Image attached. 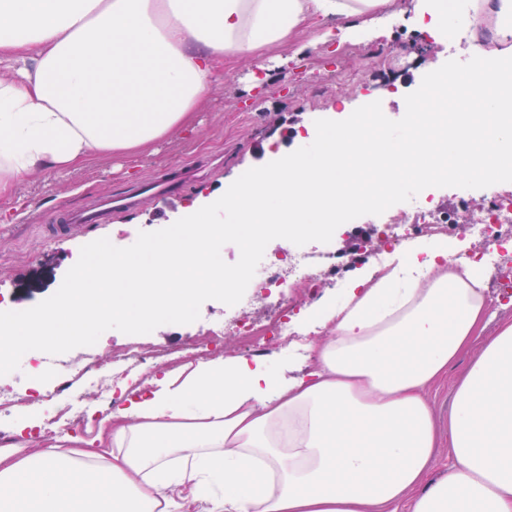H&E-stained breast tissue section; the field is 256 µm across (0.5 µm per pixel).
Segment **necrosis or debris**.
<instances>
[{"label": "necrosis or debris", "mask_w": 512, "mask_h": 512, "mask_svg": "<svg viewBox=\"0 0 512 512\" xmlns=\"http://www.w3.org/2000/svg\"><path fill=\"white\" fill-rule=\"evenodd\" d=\"M416 221L412 224L400 222L383 225L378 231L379 245H364L361 249L363 262L370 271L381 273L388 262L391 250L404 249L415 236H434L446 232L449 216L435 212L426 200H418ZM467 231L473 240L479 241L481 249L476 253V261L498 271L512 269V189L494 185L483 199V212L480 218L468 224ZM334 253L332 250L309 252L306 250H282L268 255L257 267L243 299L237 304L231 318L236 334L242 345L253 354L265 352L276 344L290 345L299 341L295 330L294 317L298 313L292 287L300 286L316 292L317 280L323 266ZM273 294L277 297V312L264 324L250 321L248 308L257 293ZM223 336L211 332L201 337L199 346L189 349L146 350L135 343L117 344L109 351L107 359H100L96 346H89L79 360H54L57 370L55 386L45 397L54 406L50 419L52 429L58 430L68 425L69 415L77 400L72 391L73 380L79 374L94 370L100 363H107L112 369L113 381L137 374L139 379H147L160 366L177 367L185 360L203 356L222 348Z\"/></svg>", "instance_id": "necrosis-or-debris-1"}]
</instances>
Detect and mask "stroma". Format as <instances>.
<instances>
[{
  "label": "stroma",
  "mask_w": 512,
  "mask_h": 512,
  "mask_svg": "<svg viewBox=\"0 0 512 512\" xmlns=\"http://www.w3.org/2000/svg\"><path fill=\"white\" fill-rule=\"evenodd\" d=\"M414 2L391 0L394 18L379 38L380 43L398 49L402 55L400 66H393L386 55L366 59L361 43L313 44L311 33L305 32L295 42L280 47L283 64L271 65L262 72L247 57L225 64L224 83L202 101L194 128L172 131L155 146L153 153L133 160L106 157L65 177L47 173L18 182L14 195L22 202L19 215L0 222V309L26 310L53 295L78 260L83 245L105 237L115 246H130L139 232L170 226L193 201L207 203L221 197L225 187L245 171L269 163L268 145L290 151L298 144L299 131L315 120H339L344 112L362 106V86L379 89L387 81L400 85V95L383 97L381 103L386 117L402 118L405 95L419 87L429 68L442 66L449 59L443 41L414 29ZM187 167L195 168V178L168 200L113 214L108 223L54 239L47 233V225L53 223L60 211L132 190L153 175L175 177ZM411 219L406 205L398 203L383 214L353 219L343 233L333 237L332 244L349 257L355 250V232ZM225 309L222 302L206 301L195 322L166 324L140 335L138 341L149 348L187 347L200 336L223 327ZM478 353L475 346L464 352L426 392L441 441L434 476L446 473L452 462L446 446L448 412L459 377ZM97 380V375L89 374L75 382L74 389L83 399L76 406L73 424L53 435L45 433L41 426L47 418V403L31 396L29 411L38 419L39 426L28 440V447L46 448L72 436L94 438L96 421L103 416L94 399Z\"/></svg>",
  "instance_id": "1"
}]
</instances>
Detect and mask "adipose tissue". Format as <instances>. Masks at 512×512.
I'll return each mask as SVG.
<instances>
[{"label": "adipose tissue", "mask_w": 512, "mask_h": 512, "mask_svg": "<svg viewBox=\"0 0 512 512\" xmlns=\"http://www.w3.org/2000/svg\"><path fill=\"white\" fill-rule=\"evenodd\" d=\"M390 0H0V203L16 182L133 158L192 125L225 61L303 30L363 40ZM330 17L346 18L337 30ZM448 238L394 252L308 315L313 370L219 357L164 374L100 419L111 454L0 449V512H512V322ZM448 417L424 397L475 339ZM487 297H488V313L491 314V319L489 320L486 329L483 333V336H492L497 329V327L505 322L510 321L512 322V304L508 308H502L501 302L499 298H497L495 295H493L491 292L488 293L487 291Z\"/></svg>", "instance_id": "1"}]
</instances>
